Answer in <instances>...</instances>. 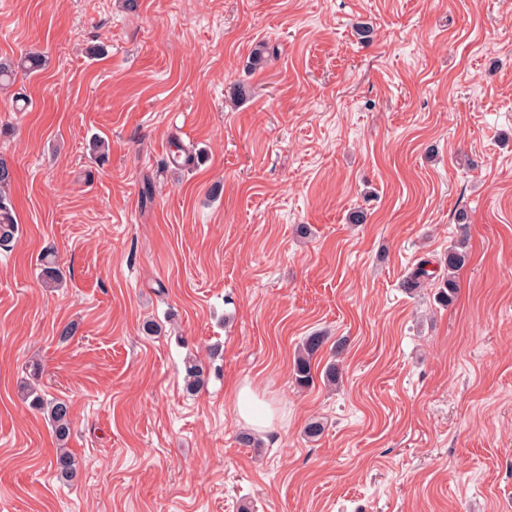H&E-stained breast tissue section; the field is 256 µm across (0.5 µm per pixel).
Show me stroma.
<instances>
[{
  "label": "stroma",
  "mask_w": 512,
  "mask_h": 512,
  "mask_svg": "<svg viewBox=\"0 0 512 512\" xmlns=\"http://www.w3.org/2000/svg\"><path fill=\"white\" fill-rule=\"evenodd\" d=\"M30 51L0 88V512H512V0H0V59ZM315 332L340 389L292 376ZM244 383L275 411L250 447ZM12 183V171L0 158V246H8L16 238L18 224L15 222L9 189ZM462 245H454L448 250V278L442 281L437 294L438 301L445 306L453 303L458 293L456 273L465 264L467 255ZM27 398H31L30 407L47 413L53 433L60 446H64L71 435V406L57 397L48 399L31 384L25 386Z\"/></svg>",
  "instance_id": "stroma-1"
}]
</instances>
